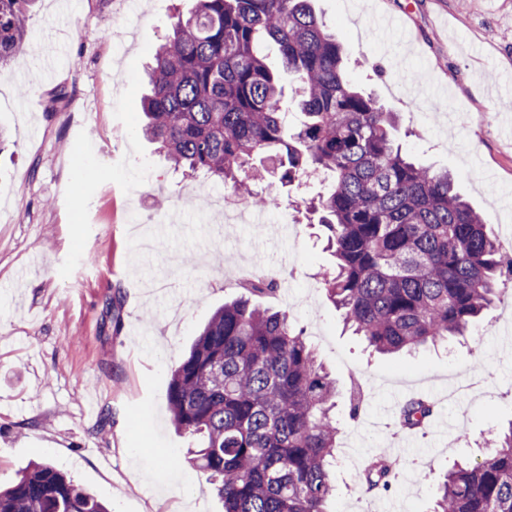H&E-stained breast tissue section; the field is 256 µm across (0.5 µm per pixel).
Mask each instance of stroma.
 <instances>
[{
	"label": "stroma",
	"instance_id": "35a3bbf8",
	"mask_svg": "<svg viewBox=\"0 0 512 512\" xmlns=\"http://www.w3.org/2000/svg\"><path fill=\"white\" fill-rule=\"evenodd\" d=\"M195 4L35 0L24 49L0 70V482L47 459L112 512H221L205 475L162 461L192 445L171 422L168 389L213 311L238 294L226 267L258 256L279 272L267 306L304 329L339 385L349 466L332 474L331 512L367 501L432 512L446 471L512 422V307L497 302L467 336L379 356L345 330L322 285L332 258L320 228L298 214L326 184L268 180L281 206L266 223L222 224L208 200L228 187L184 178L141 133L154 49ZM314 7L346 48L351 82L397 113L403 153L450 170L505 242L512 215L496 197L512 196V0ZM378 14L411 33L405 60L366 37ZM355 378L365 397L352 422ZM416 397L434 413L401 429L397 404ZM386 448L400 461L392 491L360 493L356 470Z\"/></svg>",
	"mask_w": 512,
	"mask_h": 512
}]
</instances>
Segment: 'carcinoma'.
Instances as JSON below:
<instances>
[{"label":"carcinoma","instance_id":"carcinoma-1","mask_svg":"<svg viewBox=\"0 0 512 512\" xmlns=\"http://www.w3.org/2000/svg\"><path fill=\"white\" fill-rule=\"evenodd\" d=\"M34 0H0V68L25 44ZM279 49L273 72L263 42ZM345 53L312 0H197L173 15L158 45L142 104L143 134L187 177L221 180L240 199L279 207L253 175L331 178L311 202L334 257L326 293L344 323L381 355L464 336L501 300L512 262L446 170L420 165L395 143L397 115L355 88ZM300 89L301 125L289 132L282 74ZM175 366L172 422L194 439L188 462L207 475L224 512H327L340 420L336 380L303 330L251 297L276 282L238 285ZM433 413L409 401L401 424ZM388 459L372 463L368 489L387 492ZM0 512H110L57 470L33 462L5 488ZM433 512H512V422L494 447L456 464L438 484Z\"/></svg>","mask_w":512,"mask_h":512}]
</instances>
